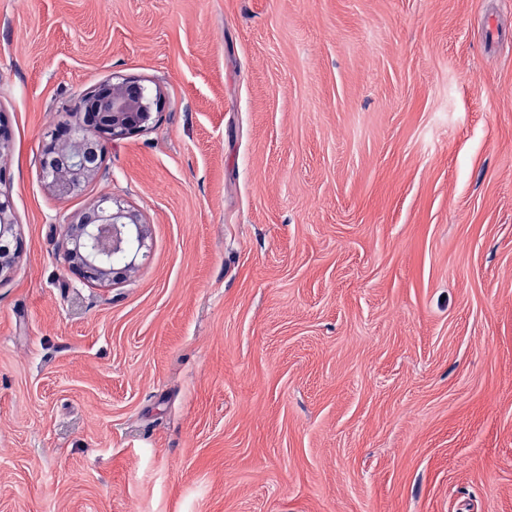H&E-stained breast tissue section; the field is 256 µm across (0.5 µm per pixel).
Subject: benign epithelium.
<instances>
[{
    "mask_svg": "<svg viewBox=\"0 0 512 512\" xmlns=\"http://www.w3.org/2000/svg\"><path fill=\"white\" fill-rule=\"evenodd\" d=\"M160 107V98L150 97L137 81L100 84L76 106L84 115L83 123L62 125L51 133L41 160L48 186L61 196L80 190L100 169L106 143L143 130ZM13 229L8 200L0 199V237L13 233ZM131 237L143 244L145 231L139 215L113 207L112 198L104 197L70 225L66 242L70 267L87 280L121 281L134 269L136 259L114 268L101 256L121 250Z\"/></svg>",
    "mask_w": 512,
    "mask_h": 512,
    "instance_id": "benign-epithelium-1",
    "label": "benign epithelium"
}]
</instances>
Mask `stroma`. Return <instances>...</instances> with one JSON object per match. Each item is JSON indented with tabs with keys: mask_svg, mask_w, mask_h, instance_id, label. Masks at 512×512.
<instances>
[{
	"mask_svg": "<svg viewBox=\"0 0 512 512\" xmlns=\"http://www.w3.org/2000/svg\"><path fill=\"white\" fill-rule=\"evenodd\" d=\"M0 117V512H512V0H0ZM105 195L146 245L88 283ZM161 100L137 81H107L81 99L82 124L62 125L50 135L41 160L43 178L58 195L80 190L100 169L106 143L143 130ZM14 222L12 219L8 198H4L2 200V193H0V237H3L5 234H11L12 238L15 242V251L12 257L5 259L1 254L0 260V273L5 270V268H10L16 260L20 257L22 244L19 238L13 233ZM112 204V197H104L70 225L66 256L70 267L84 279L99 282L121 281L135 267L145 238V225L134 211L118 205L114 208ZM131 237L137 239L139 250L124 267L114 268L101 260L103 254L121 250ZM90 242L93 244L91 249Z\"/></svg>",
	"mask_w": 512,
	"mask_h": 512,
	"instance_id": "1",
	"label": "stroma"
}]
</instances>
